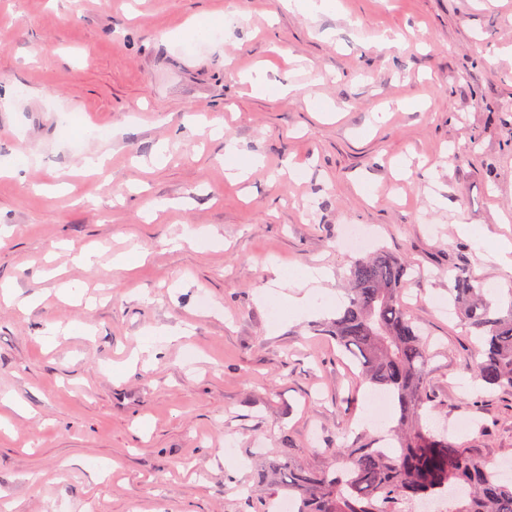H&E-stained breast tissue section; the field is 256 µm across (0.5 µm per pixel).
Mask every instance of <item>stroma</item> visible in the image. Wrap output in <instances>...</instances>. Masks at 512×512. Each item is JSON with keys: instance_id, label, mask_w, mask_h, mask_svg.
Masks as SVG:
<instances>
[{"instance_id": "1", "label": "stroma", "mask_w": 512, "mask_h": 512, "mask_svg": "<svg viewBox=\"0 0 512 512\" xmlns=\"http://www.w3.org/2000/svg\"><path fill=\"white\" fill-rule=\"evenodd\" d=\"M237 22L190 36L191 19ZM263 68L291 95H255ZM224 135L211 137L213 126ZM260 157L224 177L225 143ZM107 157L109 180L82 170ZM0 495L11 512H271L258 462L314 471L385 432L318 325L368 236L409 263L427 428L512 464V390L475 381L447 311L466 270L498 313L512 274V13L502 0H0ZM480 235L473 242L460 225ZM200 246H170L184 226ZM93 251L95 264L73 262ZM143 255L133 271L116 255ZM331 268L296 319L265 269ZM233 464H225V455Z\"/></svg>"}]
</instances>
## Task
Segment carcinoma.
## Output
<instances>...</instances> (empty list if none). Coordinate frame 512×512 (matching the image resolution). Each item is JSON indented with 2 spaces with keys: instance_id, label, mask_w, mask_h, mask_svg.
Returning <instances> with one entry per match:
<instances>
[{
  "instance_id": "1",
  "label": "carcinoma",
  "mask_w": 512,
  "mask_h": 512,
  "mask_svg": "<svg viewBox=\"0 0 512 512\" xmlns=\"http://www.w3.org/2000/svg\"><path fill=\"white\" fill-rule=\"evenodd\" d=\"M408 276V266L382 249L357 260L347 305L320 324L322 335L358 365L362 382L389 397V433L398 447L337 448L349 459L340 471L295 469L286 458L261 468L258 482L283 487L297 512H387L390 504L431 501L443 492L441 512H512V486L499 482L491 462L421 425V410L432 402L424 381L428 341L402 301ZM477 292L461 271L448 288L449 301L466 305L462 325L480 341L478 378L512 389V309L501 316Z\"/></svg>"
}]
</instances>
